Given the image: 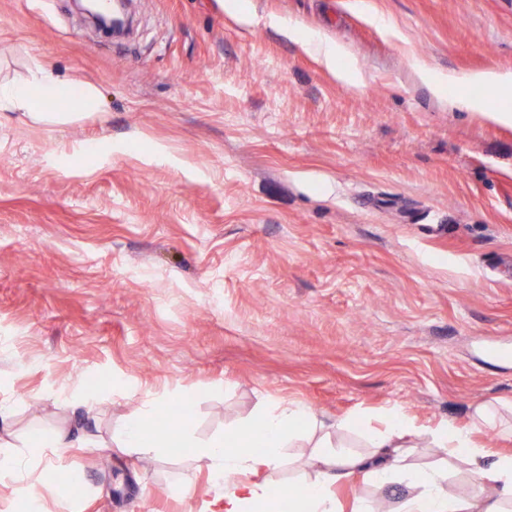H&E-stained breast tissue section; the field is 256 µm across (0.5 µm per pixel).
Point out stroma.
Masks as SVG:
<instances>
[{
  "label": "stroma",
  "mask_w": 512,
  "mask_h": 512,
  "mask_svg": "<svg viewBox=\"0 0 512 512\" xmlns=\"http://www.w3.org/2000/svg\"><path fill=\"white\" fill-rule=\"evenodd\" d=\"M225 2L135 0L109 40L0 0L1 88L38 62L97 89L67 124L0 110V402L20 457L82 440L46 451L78 492L44 512H221L183 453L115 449L151 400L200 440L273 401L424 428L512 403V124L415 69L512 72V0ZM306 49L313 50L321 63L331 71H335L338 78L348 84H357L360 81V75L354 70H338L337 59L342 53V49L334 43L321 40H307L302 42ZM31 461L40 458L46 448H54V451H59L64 448H73L78 444V440L70 439L66 434L57 431L48 433H37L29 442Z\"/></svg>",
  "instance_id": "1"
}]
</instances>
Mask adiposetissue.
Instances as JSON below:
<instances>
[{
    "instance_id": "ef3b65f1",
    "label": "adipose tissue",
    "mask_w": 512,
    "mask_h": 512,
    "mask_svg": "<svg viewBox=\"0 0 512 512\" xmlns=\"http://www.w3.org/2000/svg\"><path fill=\"white\" fill-rule=\"evenodd\" d=\"M34 84L45 96L62 92L71 102V111L56 114L59 122L76 120L77 109L95 94L94 88L79 82L60 84L38 65L31 84L15 85L0 99L31 120L47 121V113L34 109L30 95ZM154 418L153 409L147 408L125 420L113 430V443L122 450L163 457L170 441L154 431ZM497 423L498 414L489 403L477 406L467 423L433 429L418 427L394 407L387 411L382 428L375 429L358 426L353 419L329 424L305 404L275 401L254 422L228 427L223 435L206 442L194 439L188 421L175 432L197 469L221 477L222 512H254L269 495L267 474L281 467L289 448L309 451L298 460L299 476L292 484V495L303 504L304 512H377L382 499L388 502V512H512V452L489 453L474 439L476 429ZM353 428L365 441L364 451L341 447L339 432ZM424 443L441 448L442 456L427 464L410 463L413 449ZM460 464L471 485L466 495L450 480ZM359 479L368 484L369 492L355 499L351 510H344L337 489Z\"/></svg>"
}]
</instances>
